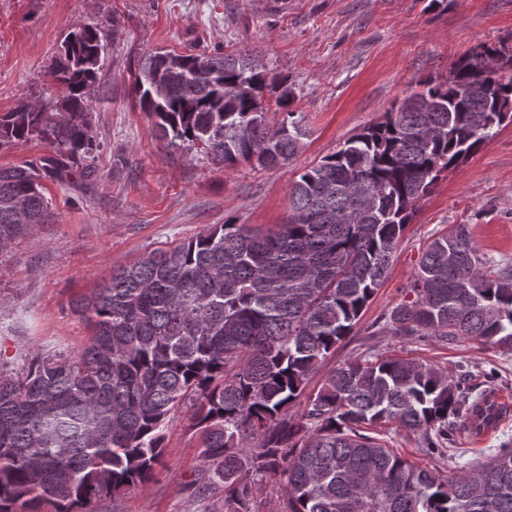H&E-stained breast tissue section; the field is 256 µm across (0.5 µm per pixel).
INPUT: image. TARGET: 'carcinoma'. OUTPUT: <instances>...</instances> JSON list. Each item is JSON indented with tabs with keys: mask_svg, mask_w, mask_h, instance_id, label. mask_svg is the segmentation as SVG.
Returning <instances> with one entry per match:
<instances>
[{
	"mask_svg": "<svg viewBox=\"0 0 512 512\" xmlns=\"http://www.w3.org/2000/svg\"><path fill=\"white\" fill-rule=\"evenodd\" d=\"M108 39L105 27H75L51 67L61 99L0 117V148L33 137L54 148L39 164L0 167L1 249L48 223L43 179L96 173L89 89ZM481 81L486 93L465 94ZM135 93L168 146L198 144L224 168L285 165L308 135L288 90L249 53L154 51ZM267 98L284 112L273 125ZM510 103L512 55L484 47L299 174L283 223L213 224L75 299L86 343L0 362V512L117 503L156 481L183 410L203 464L187 488L212 500L209 512H260L268 483L270 512H512L511 444L443 476L364 433L393 422L443 447L450 419L484 401L465 407L464 387L438 368L367 355L305 394L387 279L418 203L495 134L475 116L499 127ZM407 294L380 330L512 351V266L480 255L466 226L427 245Z\"/></svg>",
	"mask_w": 512,
	"mask_h": 512,
	"instance_id": "1",
	"label": "carcinoma"
}]
</instances>
